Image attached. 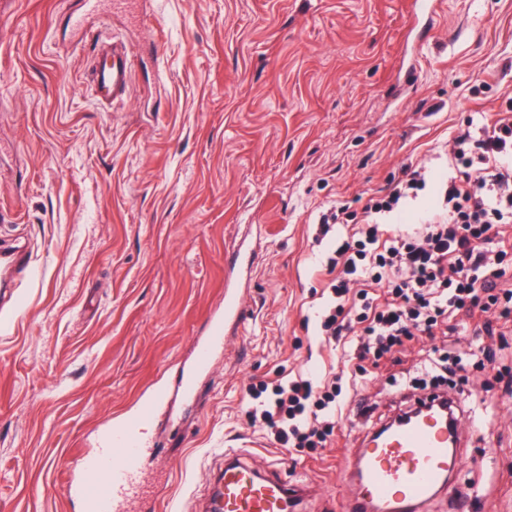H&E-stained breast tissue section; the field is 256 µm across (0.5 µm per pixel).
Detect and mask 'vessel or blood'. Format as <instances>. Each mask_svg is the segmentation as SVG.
<instances>
[{
    "label": "vessel or blood",
    "mask_w": 512,
    "mask_h": 512,
    "mask_svg": "<svg viewBox=\"0 0 512 512\" xmlns=\"http://www.w3.org/2000/svg\"><path fill=\"white\" fill-rule=\"evenodd\" d=\"M132 81V63L117 39L101 38L94 47L89 83L103 107L123 101ZM226 265L235 279L226 283L224 304L209 317L207 333L198 343L191 368L181 375L175 390L160 389L141 400L137 411L121 424L102 431L94 448L81 453L73 478L66 483L69 496L81 500L84 512H127L142 494V475L151 457V442L142 429L145 422L170 415L173 397H195L199 379L207 374L232 326L241 324L247 312L240 283L250 278L254 260L241 245H234ZM221 482L212 486L206 512H288L295 489L272 478H256V470L224 454ZM448 465V423L444 417L425 414L411 419L362 449L353 472L357 493L349 512H415L433 492L445 484Z\"/></svg>",
    "instance_id": "vessel-or-blood-1"
}]
</instances>
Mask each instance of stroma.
<instances>
[{
  "instance_id": "35a3bbf8",
  "label": "stroma",
  "mask_w": 512,
  "mask_h": 512,
  "mask_svg": "<svg viewBox=\"0 0 512 512\" xmlns=\"http://www.w3.org/2000/svg\"><path fill=\"white\" fill-rule=\"evenodd\" d=\"M78 3L0 0V246L23 255L0 322V512H83L65 490L75 457L174 382L247 232L260 240L248 319L196 405L148 429L158 512H197L228 448L307 484L298 512H346L343 475L369 426L422 396L417 365L435 348L469 361L450 396L491 411L480 429L461 415L460 469L421 512H452L464 493L463 512H512V335L418 336L401 363L351 361L366 382L344 433L315 450L273 444L246 394L336 363L318 334L330 290L313 220L401 164L444 169L449 133L505 107L512 0H440L419 45L410 0H129L94 21L132 57L131 91L107 110L87 80L93 43L66 28Z\"/></svg>"
}]
</instances>
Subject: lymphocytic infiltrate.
<instances>
[{"label":"lymphocytic infiltrate","mask_w":512,"mask_h":512,"mask_svg":"<svg viewBox=\"0 0 512 512\" xmlns=\"http://www.w3.org/2000/svg\"><path fill=\"white\" fill-rule=\"evenodd\" d=\"M441 153L464 177L404 164L400 178L371 194L361 211L332 206L316 217V238L349 227L324 270L333 292L319 312L321 335L350 358L382 359L414 336L448 326L466 335L475 321L512 319V282L498 267L512 225V112L450 135ZM433 187V206L406 229L391 227L401 204ZM362 382L348 367L249 386L251 416L279 447L323 448L345 411L346 391Z\"/></svg>","instance_id":"obj_1"}]
</instances>
